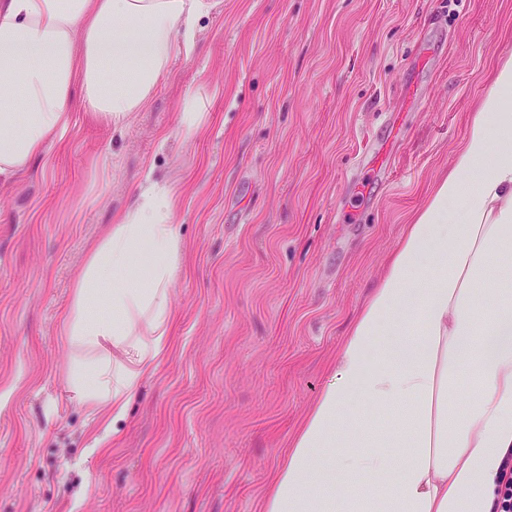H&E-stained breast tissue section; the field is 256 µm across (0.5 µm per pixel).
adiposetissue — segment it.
<instances>
[{
    "label": "adipose tissue",
    "mask_w": 512,
    "mask_h": 512,
    "mask_svg": "<svg viewBox=\"0 0 512 512\" xmlns=\"http://www.w3.org/2000/svg\"><path fill=\"white\" fill-rule=\"evenodd\" d=\"M215 0H0V178L26 170L61 141L82 106L124 124L156 92L176 56L195 45ZM512 58L499 64L454 164L416 212L336 352V366L295 435L263 512H497L512 455ZM459 202L464 221H448ZM174 192L143 190L91 252L63 327L86 350L69 374L74 398L124 417L168 344L178 277ZM436 257L416 285L418 261ZM151 259L147 275L133 267ZM404 322L393 326L395 312ZM393 337L375 359L373 336ZM472 384L462 403L456 373ZM400 421L373 420L371 452L340 456L343 480L371 483L343 497L322 489L313 451L356 441L342 409L354 395Z\"/></svg>",
    "instance_id": "ef3b65f1"
}]
</instances>
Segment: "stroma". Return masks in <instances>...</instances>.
I'll return each instance as SVG.
<instances>
[{
	"label": "stroma",
	"instance_id": "stroma-1",
	"mask_svg": "<svg viewBox=\"0 0 512 512\" xmlns=\"http://www.w3.org/2000/svg\"><path fill=\"white\" fill-rule=\"evenodd\" d=\"M509 56L512 0H222L123 127L76 108L0 186V512H262ZM148 180L178 190L171 347L95 453L62 327L87 255Z\"/></svg>",
	"mask_w": 512,
	"mask_h": 512
}]
</instances>
